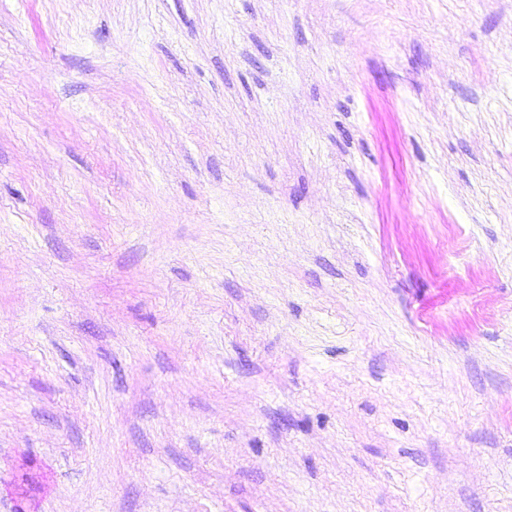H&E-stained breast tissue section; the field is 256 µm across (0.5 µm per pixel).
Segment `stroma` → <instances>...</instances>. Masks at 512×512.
<instances>
[{"mask_svg": "<svg viewBox=\"0 0 512 512\" xmlns=\"http://www.w3.org/2000/svg\"><path fill=\"white\" fill-rule=\"evenodd\" d=\"M0 512H512V0H0Z\"/></svg>", "mask_w": 512, "mask_h": 512, "instance_id": "35a3bbf8", "label": "stroma"}]
</instances>
